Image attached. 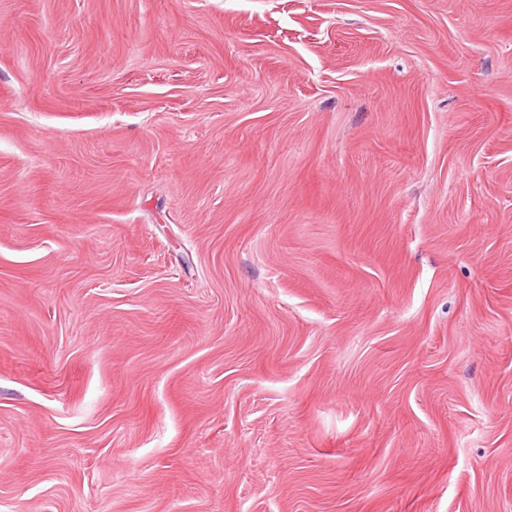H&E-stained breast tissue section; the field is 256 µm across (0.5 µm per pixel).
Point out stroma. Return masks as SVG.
<instances>
[{
	"label": "stroma",
	"mask_w": 512,
	"mask_h": 512,
	"mask_svg": "<svg viewBox=\"0 0 512 512\" xmlns=\"http://www.w3.org/2000/svg\"><path fill=\"white\" fill-rule=\"evenodd\" d=\"M0 512H512V0H0Z\"/></svg>",
	"instance_id": "35a3bbf8"
}]
</instances>
